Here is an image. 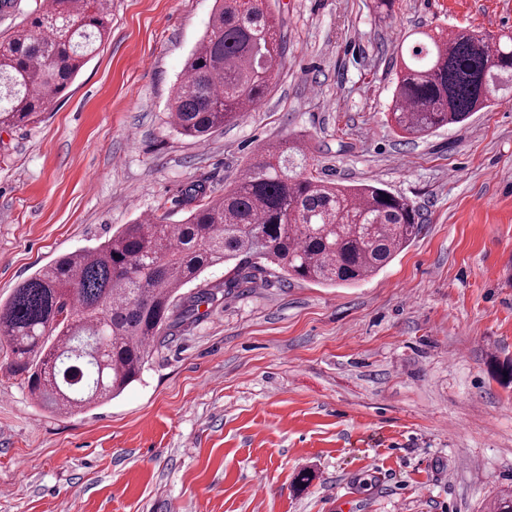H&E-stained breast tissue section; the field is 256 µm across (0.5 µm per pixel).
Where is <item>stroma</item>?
I'll return each instance as SVG.
<instances>
[{"label":"stroma","mask_w":512,"mask_h":512,"mask_svg":"<svg viewBox=\"0 0 512 512\" xmlns=\"http://www.w3.org/2000/svg\"><path fill=\"white\" fill-rule=\"evenodd\" d=\"M270 3L282 66L198 142L168 105L214 0H112L65 95L0 131V297L143 216L180 223L190 185L223 193L291 136L326 179L411 200L420 234L352 287L269 275L201 304L94 409L37 406L0 347V512H491L512 491V96L418 140L388 119L412 30L512 31V0Z\"/></svg>","instance_id":"35a3bbf8"}]
</instances>
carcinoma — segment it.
Returning <instances> with one entry per match:
<instances>
[{
	"mask_svg": "<svg viewBox=\"0 0 512 512\" xmlns=\"http://www.w3.org/2000/svg\"><path fill=\"white\" fill-rule=\"evenodd\" d=\"M112 0H51L0 35V129L35 121L65 94L109 33ZM395 62L391 121L421 139L464 126L512 93V33L435 28L412 33ZM285 44L267 0H218L170 105L177 131L203 139L268 92ZM180 224L163 215L126 224L95 247L67 253L0 301V343L32 398L60 415L104 404L142 372L167 333L223 288L181 290L233 265L224 288L264 273L328 286L377 274L421 232L410 200L374 184L334 183L308 168L307 146L265 147L224 194L186 190Z\"/></svg>",
	"mask_w": 512,
	"mask_h": 512,
	"instance_id": "1",
	"label": "carcinoma"
}]
</instances>
